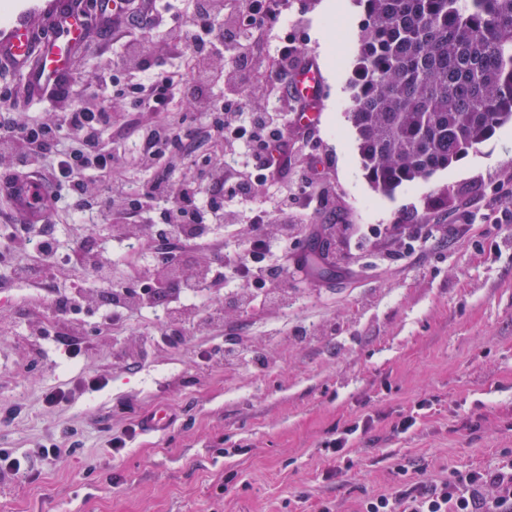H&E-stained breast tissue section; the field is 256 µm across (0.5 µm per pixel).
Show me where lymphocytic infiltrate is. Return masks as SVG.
<instances>
[{
	"label": "lymphocytic infiltrate",
	"instance_id": "lymphocytic-infiltrate-1",
	"mask_svg": "<svg viewBox=\"0 0 512 512\" xmlns=\"http://www.w3.org/2000/svg\"><path fill=\"white\" fill-rule=\"evenodd\" d=\"M288 0H193L181 15L171 0H74L88 20L89 33L75 52L63 93L46 87L42 97H77L68 111L45 116L27 110L30 96L13 81L9 54L0 55V194L10 195L23 177H47L50 196L33 193L32 207L49 213L68 208L74 219L96 217L119 224L141 223L150 206L165 203L164 221L153 228L167 245L160 266L146 276L114 282L110 266L86 244L68 256L71 264L94 271L109 289L113 317L163 299L172 324L166 344L184 343L189 323L184 290L205 291L232 276L248 284L232 303L248 310L272 305L288 293L280 262L295 233L289 214L314 189V168L288 166L289 151H312L318 132L288 137V114L297 98L288 91L295 49L271 58L257 56L254 39L277 22ZM160 35L162 49L148 50V35ZM117 56L120 70L85 86L76 80L87 63ZM273 106L251 110L256 93ZM181 100V128L145 126L141 115L169 111ZM198 128L221 138L223 158L192 157L190 175L176 176L171 165L183 145V129ZM128 144L147 180L137 189L121 186L89 193L85 176L107 177L123 162L119 144ZM278 233H270V223ZM246 224L250 233L224 249V260L197 265L194 248L208 241L211 227ZM400 479L389 494H365L359 512H512V450L493 466L453 470L439 481Z\"/></svg>",
	"mask_w": 512,
	"mask_h": 512
}]
</instances>
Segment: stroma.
Returning <instances> with one entry per match:
<instances>
[{"mask_svg":"<svg viewBox=\"0 0 512 512\" xmlns=\"http://www.w3.org/2000/svg\"><path fill=\"white\" fill-rule=\"evenodd\" d=\"M348 2L336 15L324 0H290L266 46L288 42L326 83L317 149L289 155L290 166L317 167L327 193L293 217L286 305L225 308L222 324L192 325L179 347L161 338L164 304L135 308L71 359L39 331L56 322L52 289L101 304L91 272L62 263L33 286L0 266V448L36 475L0 480V512H319L324 502L358 512L363 492L391 490L396 465L438 479L512 448V123L394 198L374 193L348 120L355 45L342 34L364 13ZM158 221L154 211L137 227L134 258L120 254L125 226L62 211L52 229L65 252L90 241L123 280L155 252ZM202 346L243 347L250 360L204 367ZM101 375L107 385L89 388ZM69 387L68 405L45 406L48 391ZM431 396L434 409L396 433ZM160 409L168 426L107 454L108 439ZM365 420L351 466L327 478L324 443ZM48 439L67 448L62 461L33 455Z\"/></svg>","mask_w":512,"mask_h":512,"instance_id":"obj_1","label":"stroma"}]
</instances>
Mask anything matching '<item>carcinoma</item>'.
<instances>
[{"instance_id": "carcinoma-1", "label": "carcinoma", "mask_w": 512, "mask_h": 512, "mask_svg": "<svg viewBox=\"0 0 512 512\" xmlns=\"http://www.w3.org/2000/svg\"><path fill=\"white\" fill-rule=\"evenodd\" d=\"M348 118L391 197L512 121V0H364Z\"/></svg>"}]
</instances>
